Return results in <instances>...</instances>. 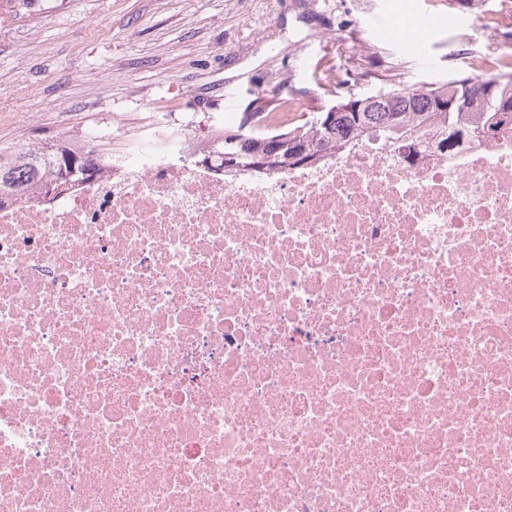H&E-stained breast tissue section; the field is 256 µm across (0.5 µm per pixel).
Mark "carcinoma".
Masks as SVG:
<instances>
[{
    "mask_svg": "<svg viewBox=\"0 0 512 512\" xmlns=\"http://www.w3.org/2000/svg\"><path fill=\"white\" fill-rule=\"evenodd\" d=\"M448 96L458 99L452 110H443L438 100ZM277 91L258 96L245 111L257 116L256 126L244 131L246 140L228 144L230 135L240 127L225 128L224 135L210 139L203 155L216 165H223L227 152L240 155L239 168L224 171V176L250 172L253 157L270 152L274 138L285 137L288 146L276 154L273 171L302 165L301 155L320 158L344 153L356 139L377 140L383 146L401 148L420 154L426 147V135L440 136L438 146L452 152L466 138H482L500 129L512 128V72L489 78L456 77L444 82H430L420 87L391 86L367 96H349L338 100L336 121L320 123L319 115L276 127L265 120L281 109ZM66 170L73 179L94 174L93 156L76 155L62 141H47L36 155L17 156L0 148V194H25L32 188L46 195L48 176Z\"/></svg>",
    "mask_w": 512,
    "mask_h": 512,
    "instance_id": "1",
    "label": "carcinoma"
}]
</instances>
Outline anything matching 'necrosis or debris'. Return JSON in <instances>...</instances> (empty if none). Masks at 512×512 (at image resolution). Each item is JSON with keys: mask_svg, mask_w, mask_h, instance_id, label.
Returning <instances> with one entry per match:
<instances>
[{"mask_svg": "<svg viewBox=\"0 0 512 512\" xmlns=\"http://www.w3.org/2000/svg\"><path fill=\"white\" fill-rule=\"evenodd\" d=\"M147 121L0 203V512H512V132L228 184Z\"/></svg>", "mask_w": 512, "mask_h": 512, "instance_id": "necrosis-or-debris-1", "label": "necrosis or debris"}]
</instances>
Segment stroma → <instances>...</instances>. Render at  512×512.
<instances>
[{
  "instance_id": "1",
  "label": "stroma",
  "mask_w": 512,
  "mask_h": 512,
  "mask_svg": "<svg viewBox=\"0 0 512 512\" xmlns=\"http://www.w3.org/2000/svg\"><path fill=\"white\" fill-rule=\"evenodd\" d=\"M431 29L408 28L421 12ZM512 0H0V148L117 116L140 130L173 99L237 125L280 89L304 115L391 85L501 73Z\"/></svg>"
}]
</instances>
